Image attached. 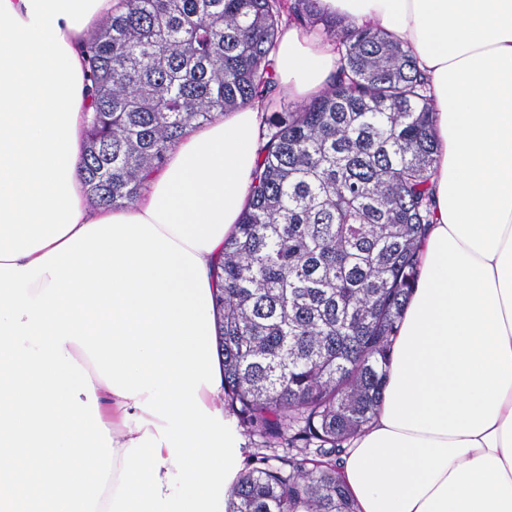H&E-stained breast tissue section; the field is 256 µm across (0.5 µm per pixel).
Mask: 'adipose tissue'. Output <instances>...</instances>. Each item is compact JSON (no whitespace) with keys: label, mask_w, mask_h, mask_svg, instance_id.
Here are the masks:
<instances>
[{"label":"adipose tissue","mask_w":512,"mask_h":512,"mask_svg":"<svg viewBox=\"0 0 512 512\" xmlns=\"http://www.w3.org/2000/svg\"><path fill=\"white\" fill-rule=\"evenodd\" d=\"M430 78L434 222L371 423L355 512H512V0H319ZM121 0H0V512H225L245 470L213 343V266L265 103L190 130L130 205L88 202L86 37ZM289 96L336 70L283 29Z\"/></svg>","instance_id":"ef3b65f1"}]
</instances>
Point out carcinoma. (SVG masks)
I'll return each mask as SVG.
<instances>
[{"mask_svg":"<svg viewBox=\"0 0 512 512\" xmlns=\"http://www.w3.org/2000/svg\"><path fill=\"white\" fill-rule=\"evenodd\" d=\"M85 52L84 181L130 204L195 125L278 85L283 19L336 42L338 75L264 119L260 161L214 274L224 404L264 448L225 512H354L336 461L374 418L433 219L435 115L410 47L318 0H123Z\"/></svg>","mask_w":512,"mask_h":512,"instance_id":"1","label":"carcinoma"}]
</instances>
